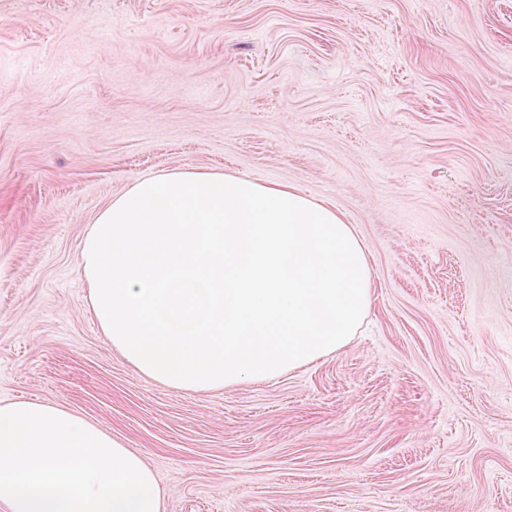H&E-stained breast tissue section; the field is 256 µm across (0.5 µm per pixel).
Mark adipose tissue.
Here are the masks:
<instances>
[{
  "label": "adipose tissue",
  "mask_w": 512,
  "mask_h": 512,
  "mask_svg": "<svg viewBox=\"0 0 512 512\" xmlns=\"http://www.w3.org/2000/svg\"><path fill=\"white\" fill-rule=\"evenodd\" d=\"M112 347L180 391L275 378L349 342L373 278L353 225L294 187L185 168L138 178L82 245ZM6 512H162L142 456L54 403L0 401Z\"/></svg>",
  "instance_id": "adipose-tissue-1"
}]
</instances>
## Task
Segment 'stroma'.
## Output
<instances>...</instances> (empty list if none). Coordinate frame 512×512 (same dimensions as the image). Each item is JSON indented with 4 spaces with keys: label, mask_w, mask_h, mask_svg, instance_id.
<instances>
[{
    "label": "stroma",
    "mask_w": 512,
    "mask_h": 512,
    "mask_svg": "<svg viewBox=\"0 0 512 512\" xmlns=\"http://www.w3.org/2000/svg\"><path fill=\"white\" fill-rule=\"evenodd\" d=\"M183 167L336 206L335 353L176 391L86 306L84 235ZM139 452L162 512H512V0H0V401Z\"/></svg>",
    "instance_id": "35a3bbf8"
}]
</instances>
